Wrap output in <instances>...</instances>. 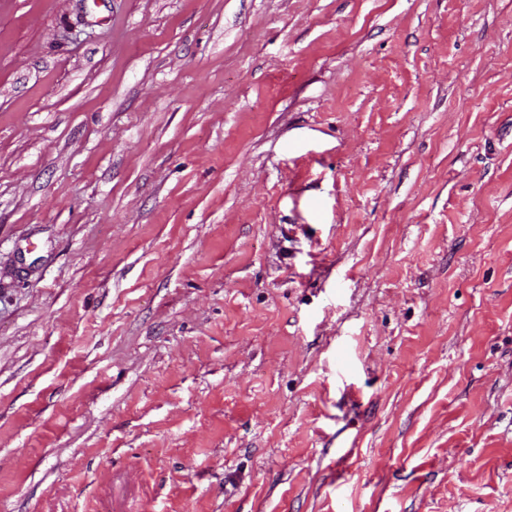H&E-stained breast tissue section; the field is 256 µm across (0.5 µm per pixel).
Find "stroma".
<instances>
[{
	"label": "stroma",
	"mask_w": 512,
	"mask_h": 512,
	"mask_svg": "<svg viewBox=\"0 0 512 512\" xmlns=\"http://www.w3.org/2000/svg\"><path fill=\"white\" fill-rule=\"evenodd\" d=\"M0 512H512V0H0Z\"/></svg>",
	"instance_id": "obj_1"
}]
</instances>
